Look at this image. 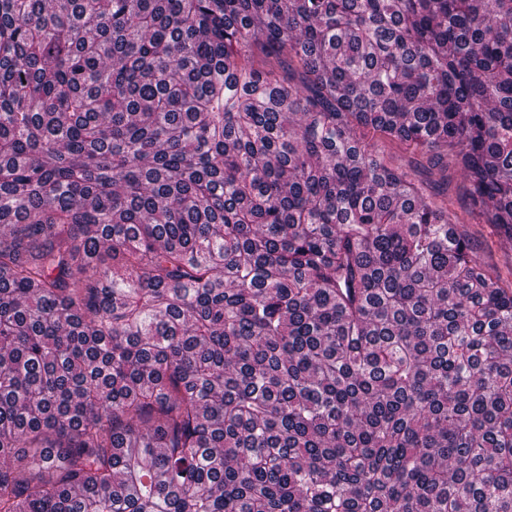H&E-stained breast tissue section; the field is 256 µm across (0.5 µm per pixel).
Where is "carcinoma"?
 Segmentation results:
<instances>
[{
    "mask_svg": "<svg viewBox=\"0 0 512 512\" xmlns=\"http://www.w3.org/2000/svg\"><path fill=\"white\" fill-rule=\"evenodd\" d=\"M512 0H0V512H512ZM381 151L384 159L395 165L411 167L417 171V178L429 194L441 193L451 201L452 213L460 223L456 228L467 234L477 245V257L491 269L506 272L512 266V242L499 240L487 224L479 221L469 212V198L465 184L453 170L448 171V188L435 184L427 173V161L419 152L399 143L383 142Z\"/></svg>",
    "mask_w": 512,
    "mask_h": 512,
    "instance_id": "carcinoma-1",
    "label": "carcinoma"
}]
</instances>
